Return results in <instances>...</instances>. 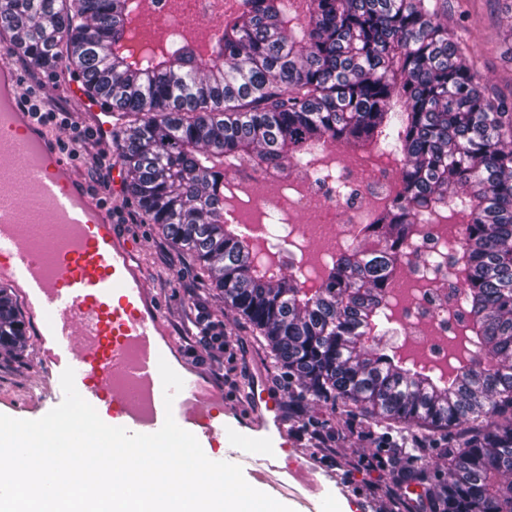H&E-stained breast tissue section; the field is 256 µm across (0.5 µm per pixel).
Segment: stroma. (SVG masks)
I'll list each match as a JSON object with an SVG mask.
<instances>
[{"label":"stroma","instance_id":"35a3bbf8","mask_svg":"<svg viewBox=\"0 0 512 512\" xmlns=\"http://www.w3.org/2000/svg\"><path fill=\"white\" fill-rule=\"evenodd\" d=\"M448 27L462 31L464 39L476 45L473 65L482 82L495 95L512 100V0H448ZM15 58L22 94L39 95L46 108L65 109L75 123L90 128L84 103L58 89L62 81L76 80V73L55 66H33L20 52ZM98 178L109 185L104 199L111 203L120 230L135 243L147 281L168 312V325L182 352L198 359L191 330L200 316H209L224 330L225 350L199 361L215 386H223L225 378L240 375L262 379L268 390L280 398L286 420H294L300 413L322 423L332 433L335 452L331 456H322L300 438L289 451L288 460L335 477V512H423L422 487L402 482L404 506L398 511L387 496L372 491L382 482V475L349 469V460L372 453L373 444L362 433L339 426L341 406L300 396L296 382L277 368L260 337L225 308L192 259L166 241L155 225L146 223L137 207L128 201L122 165L111 162L100 170ZM20 313L26 323L23 351L14 355L0 351V414L35 420L48 413L52 405L33 404L37 380L44 369L38 354L39 322L28 308H21Z\"/></svg>","mask_w":512,"mask_h":512}]
</instances>
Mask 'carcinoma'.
<instances>
[{
	"mask_svg": "<svg viewBox=\"0 0 512 512\" xmlns=\"http://www.w3.org/2000/svg\"><path fill=\"white\" fill-rule=\"evenodd\" d=\"M206 53L142 45L134 0H0V27L35 66L76 72L112 105L127 198L190 255L224 306L245 319L300 392L448 441L445 469L417 461L425 512H512V113L480 84L448 0H236ZM393 156L394 193L330 255L308 294L305 269H270L226 219L228 172L290 168L333 179L331 145ZM335 180V179H333ZM336 201L348 186L335 180ZM456 220L448 320L484 350L457 379L418 374L393 348L367 344L390 322L392 273L420 258L428 227ZM26 330L0 287V349Z\"/></svg>",
	"mask_w": 512,
	"mask_h": 512,
	"instance_id": "1",
	"label": "carcinoma"
}]
</instances>
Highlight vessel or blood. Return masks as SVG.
<instances>
[{
  "mask_svg": "<svg viewBox=\"0 0 512 512\" xmlns=\"http://www.w3.org/2000/svg\"><path fill=\"white\" fill-rule=\"evenodd\" d=\"M20 82L12 53L1 51L0 279L21 290L39 315L40 335L52 340L45 373L52 390L73 369L78 393L108 425L151 434L173 415L214 461L224 441L245 435L258 447L230 456L253 463L252 487L264 489L277 473L324 491L326 481L313 480L307 466H288L292 439L264 383H252L243 422L229 424L223 394L185 362L183 388L165 405L158 362L178 347L164 309L110 208L77 173L59 136L33 116Z\"/></svg>",
  "mask_w": 512,
  "mask_h": 512,
  "instance_id": "1",
  "label": "vessel or blood"
}]
</instances>
